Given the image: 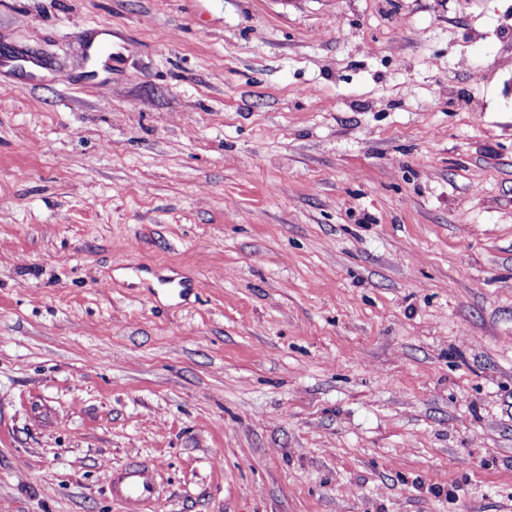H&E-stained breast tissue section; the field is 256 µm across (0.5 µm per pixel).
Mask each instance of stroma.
Masks as SVG:
<instances>
[{"label":"stroma","mask_w":512,"mask_h":512,"mask_svg":"<svg viewBox=\"0 0 512 512\" xmlns=\"http://www.w3.org/2000/svg\"><path fill=\"white\" fill-rule=\"evenodd\" d=\"M132 460L512 512V0H0V512Z\"/></svg>","instance_id":"obj_1"}]
</instances>
